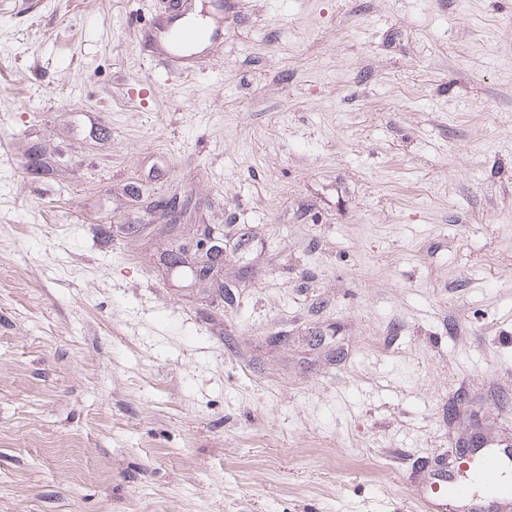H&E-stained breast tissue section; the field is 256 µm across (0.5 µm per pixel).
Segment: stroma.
I'll return each mask as SVG.
<instances>
[{
    "mask_svg": "<svg viewBox=\"0 0 512 512\" xmlns=\"http://www.w3.org/2000/svg\"><path fill=\"white\" fill-rule=\"evenodd\" d=\"M168 5L0 0V512H420L512 445V0Z\"/></svg>",
    "mask_w": 512,
    "mask_h": 512,
    "instance_id": "obj_1",
    "label": "stroma"
}]
</instances>
